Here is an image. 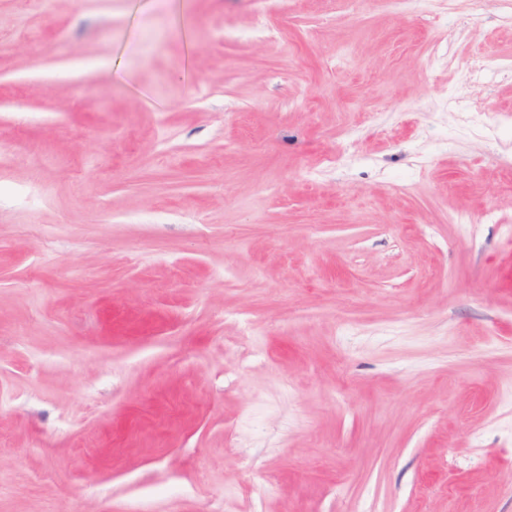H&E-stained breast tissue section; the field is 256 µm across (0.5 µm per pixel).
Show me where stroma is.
<instances>
[{"label": "stroma", "mask_w": 512, "mask_h": 512, "mask_svg": "<svg viewBox=\"0 0 512 512\" xmlns=\"http://www.w3.org/2000/svg\"><path fill=\"white\" fill-rule=\"evenodd\" d=\"M0 512H512V0H0Z\"/></svg>", "instance_id": "35a3bbf8"}]
</instances>
